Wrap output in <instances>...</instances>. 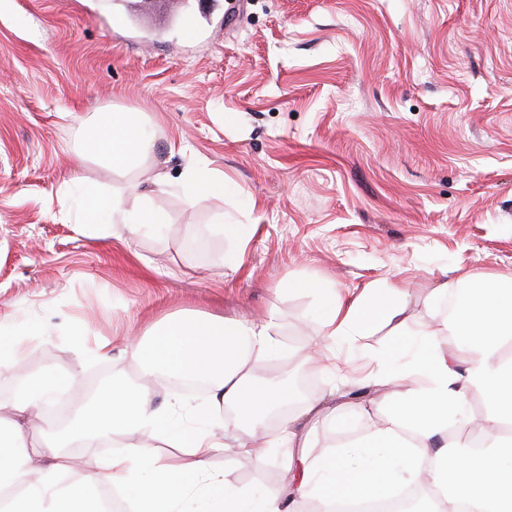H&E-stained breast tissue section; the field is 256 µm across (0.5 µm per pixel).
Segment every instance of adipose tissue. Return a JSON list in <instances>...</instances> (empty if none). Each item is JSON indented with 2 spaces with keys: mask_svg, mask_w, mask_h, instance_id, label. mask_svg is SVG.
<instances>
[{
  "mask_svg": "<svg viewBox=\"0 0 512 512\" xmlns=\"http://www.w3.org/2000/svg\"><path fill=\"white\" fill-rule=\"evenodd\" d=\"M87 141L117 173L144 163L152 148L137 112L110 113L89 128ZM137 194L134 183L122 191L86 188L81 203L84 223L102 229L120 224L132 237L166 224L165 212L129 205V198ZM405 294L397 283L380 301L359 297L345 302L335 293L322 292V330L332 339L360 336L372 320L380 318L392 323L395 335H411V326L400 316ZM455 326L462 340L457 357H449L432 339L413 337L410 360L386 369V382L395 386L396 393L387 426L358 442L367 451V462L357 461L352 451L318 458L300 453L291 495L317 500L325 508L353 498L357 486L371 484L380 474L386 477V490L392 494L412 485H426L428 512H512V468L491 454L502 446L504 428L512 425V358L501 353L502 344L512 340V284L471 281L467 297L457 307ZM287 352L273 314L261 324L206 316L171 319L159 328L151 347L132 346V355L141 359L145 374L161 370L208 379L213 405L232 409L248 433H262L263 447L249 441L235 446L236 454L252 457L260 465L269 459V444L291 448L305 439L291 417H282L275 430L264 429L259 417L266 407L283 403L288 389L277 380L259 378L257 365ZM460 361L467 365L462 373L456 369ZM473 389L486 397L480 437L488 452L479 463L455 469L450 448L469 446L474 437L463 425L457 435H449L448 423ZM169 411V406L154 404L145 388L115 384L95 402L97 427L80 422L77 436L84 447H108L113 433L158 429ZM179 440L186 451L175 462L162 461L131 444L98 459L82 484L64 486L58 475L71 468L74 459L61 454L59 440L28 448L18 426L0 423V493L6 497L5 512H102L101 490L137 481L142 484L140 512H171L184 491L181 479L185 476L196 477L209 505H223L224 512H282L277 499L233 486L224 472L210 469L212 455L226 445L219 422L180 435Z\"/></svg>",
  "mask_w": 512,
  "mask_h": 512,
  "instance_id": "1",
  "label": "adipose tissue"
}]
</instances>
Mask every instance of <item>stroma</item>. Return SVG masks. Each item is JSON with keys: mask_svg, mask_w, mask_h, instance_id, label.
<instances>
[{"mask_svg": "<svg viewBox=\"0 0 512 512\" xmlns=\"http://www.w3.org/2000/svg\"><path fill=\"white\" fill-rule=\"evenodd\" d=\"M198 2L0 0V350L32 337L0 374V411L49 375L137 381L128 337L151 343L171 317L272 311L296 351L323 314L300 281L374 297L401 282L405 316L453 350L445 305L468 278L512 277V0H237L229 19L225 0ZM111 111L143 114L166 183H142L168 222L135 239L78 223L79 183H125L85 142ZM199 163L234 192L185 204ZM220 223L253 234L239 244ZM406 345L377 319L336 343L335 369L294 354L261 372L314 379L319 456L385 427L383 396L353 392ZM150 389L179 403L173 426L205 424L202 393L163 374ZM211 465L270 498L294 476L282 452Z\"/></svg>", "mask_w": 512, "mask_h": 512, "instance_id": "obj_1", "label": "stroma"}]
</instances>
